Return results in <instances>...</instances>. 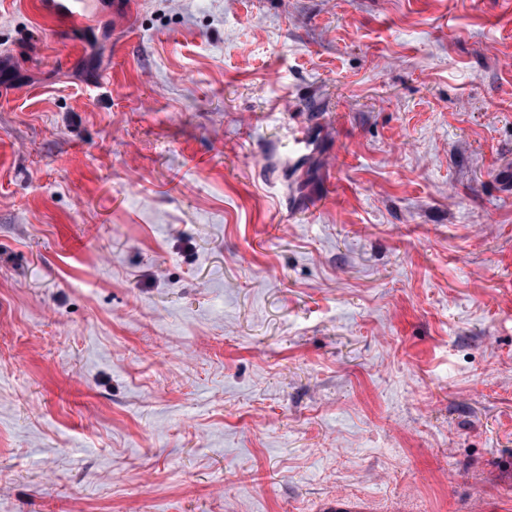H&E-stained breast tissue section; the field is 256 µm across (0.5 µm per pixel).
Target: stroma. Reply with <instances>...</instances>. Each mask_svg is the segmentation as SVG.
I'll use <instances>...</instances> for the list:
<instances>
[{
	"label": "stroma",
	"instance_id": "1",
	"mask_svg": "<svg viewBox=\"0 0 512 512\" xmlns=\"http://www.w3.org/2000/svg\"><path fill=\"white\" fill-rule=\"evenodd\" d=\"M39 2L0 512H512V0Z\"/></svg>",
	"mask_w": 512,
	"mask_h": 512
}]
</instances>
